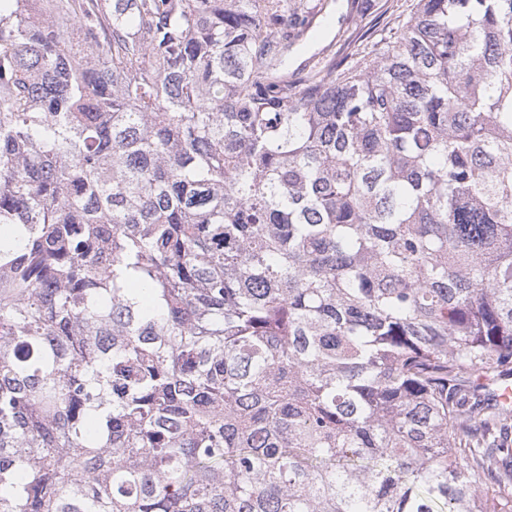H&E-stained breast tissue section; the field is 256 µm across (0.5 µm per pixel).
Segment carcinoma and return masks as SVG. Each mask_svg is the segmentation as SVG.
Segmentation results:
<instances>
[{"label": "carcinoma", "mask_w": 512, "mask_h": 512, "mask_svg": "<svg viewBox=\"0 0 512 512\" xmlns=\"http://www.w3.org/2000/svg\"><path fill=\"white\" fill-rule=\"evenodd\" d=\"M0 0V512H512V0L300 79L309 0Z\"/></svg>", "instance_id": "cac0c4a2"}]
</instances>
